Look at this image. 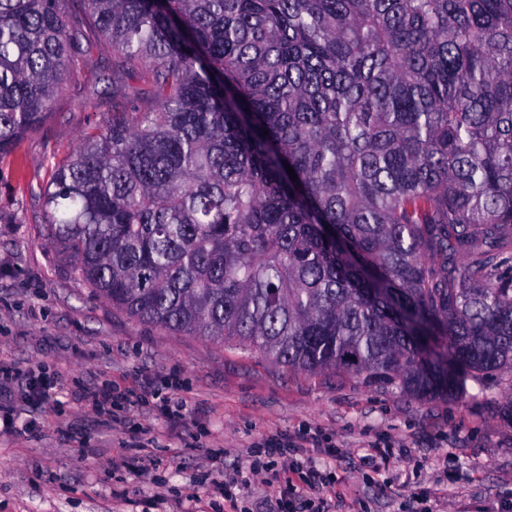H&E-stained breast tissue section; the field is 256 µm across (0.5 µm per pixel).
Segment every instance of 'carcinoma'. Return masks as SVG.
<instances>
[{"label": "carcinoma", "mask_w": 512, "mask_h": 512, "mask_svg": "<svg viewBox=\"0 0 512 512\" xmlns=\"http://www.w3.org/2000/svg\"><path fill=\"white\" fill-rule=\"evenodd\" d=\"M73 2L0 0V153L73 67ZM81 2L147 79L43 195L93 291L421 398L512 372V0Z\"/></svg>", "instance_id": "obj_1"}]
</instances>
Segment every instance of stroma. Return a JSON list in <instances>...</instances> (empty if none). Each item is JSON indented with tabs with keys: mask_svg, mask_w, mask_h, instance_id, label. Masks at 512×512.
Segmentation results:
<instances>
[{
	"mask_svg": "<svg viewBox=\"0 0 512 512\" xmlns=\"http://www.w3.org/2000/svg\"><path fill=\"white\" fill-rule=\"evenodd\" d=\"M51 114L0 154V512H227L213 479L246 450L309 428L333 512H512V376L467 379L463 393L417 398L366 386L343 370L289 372L240 352L131 318L93 292L47 240L42 193L58 160L112 109L117 53L87 30ZM98 93L83 94L87 83ZM65 389L29 399L33 376ZM177 376L186 419L153 404L95 413L86 393L139 390ZM391 445L375 470L362 458ZM159 468L146 466L147 458ZM274 460L237 492L241 512H280Z\"/></svg>",
	"mask_w": 512,
	"mask_h": 512,
	"instance_id": "stroma-1",
	"label": "stroma"
}]
</instances>
